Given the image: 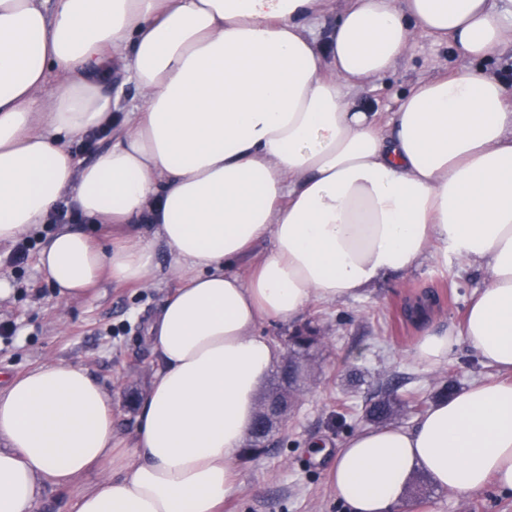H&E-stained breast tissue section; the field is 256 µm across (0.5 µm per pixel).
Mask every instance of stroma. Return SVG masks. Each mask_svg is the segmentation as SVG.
Wrapping results in <instances>:
<instances>
[{
  "label": "stroma",
  "instance_id": "stroma-1",
  "mask_svg": "<svg viewBox=\"0 0 512 512\" xmlns=\"http://www.w3.org/2000/svg\"><path fill=\"white\" fill-rule=\"evenodd\" d=\"M462 63L450 45L420 37L394 71L351 89L350 96L385 117L418 81ZM13 251V244L0 245V275L13 286L10 297L0 301V324L14 329L13 335H0V377H18L49 361L81 366L111 398L119 434L132 440L134 400L159 366L145 322L175 290L177 279L165 274L145 288L106 280L86 296L60 301L37 267V250L20 264L12 262ZM483 285L480 272L452 255L423 261L361 298L312 304L289 323L263 321L260 332L274 340L309 326L321 342L298 359L296 403L287 423L271 432L270 452L239 458L240 488L225 501L224 512H346L327 471L347 437L371 428L365 409L381 384L398 383L399 396L411 393L430 403L442 385L456 392L491 375L463 343L437 370L425 369L411 356L427 329L459 325ZM419 300L426 309L422 320L408 313ZM399 512H512V492L492 486L462 496L420 476Z\"/></svg>",
  "mask_w": 512,
  "mask_h": 512
}]
</instances>
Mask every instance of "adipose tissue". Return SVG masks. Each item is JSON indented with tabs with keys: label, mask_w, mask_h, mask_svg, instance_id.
I'll return each instance as SVG.
<instances>
[{
	"label": "adipose tissue",
	"mask_w": 512,
	"mask_h": 512,
	"mask_svg": "<svg viewBox=\"0 0 512 512\" xmlns=\"http://www.w3.org/2000/svg\"><path fill=\"white\" fill-rule=\"evenodd\" d=\"M511 16L498 0H0V243L65 200L124 231L107 250L66 224L47 235L38 267L58 299L105 274L152 283L159 247L180 281L147 324L160 367L132 443L85 369L7 380L0 512H34L44 484L91 472L77 512H223L283 360L259 323L450 252L486 285L413 357L437 369L463 342L495 376L414 427L351 435L328 481L348 512H394L420 474L459 495L512 491V94L477 68L512 45ZM421 36L463 65L416 83L385 125L347 100ZM129 85L143 103L125 110ZM105 125L112 142L90 163L66 149Z\"/></svg>",
	"instance_id": "ef3b65f1"
}]
</instances>
